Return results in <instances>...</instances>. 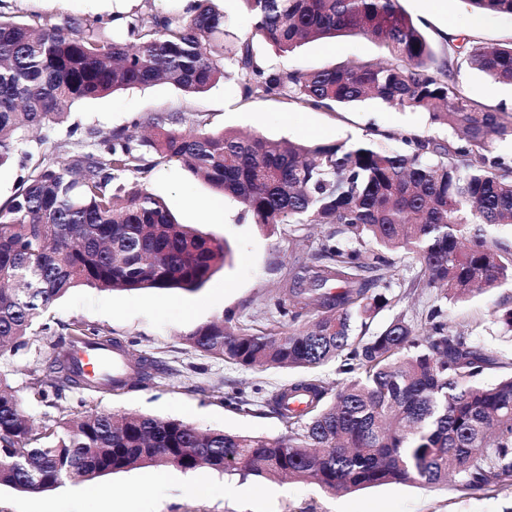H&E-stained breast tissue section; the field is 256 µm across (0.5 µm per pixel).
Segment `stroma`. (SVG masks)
<instances>
[{
	"label": "stroma",
	"mask_w": 512,
	"mask_h": 512,
	"mask_svg": "<svg viewBox=\"0 0 512 512\" xmlns=\"http://www.w3.org/2000/svg\"><path fill=\"white\" fill-rule=\"evenodd\" d=\"M403 9L423 21L437 61L451 53L450 39L468 37L494 45L512 41V15L478 14L467 0H401ZM141 9L161 15L171 0H6L5 13L27 22L34 15L110 18L113 12ZM254 48L268 64L310 71L358 60H383L386 51L360 36L308 42L280 53L262 42ZM457 80L472 99L501 108L512 119V86L493 83L479 71L461 68ZM157 111H181L183 129H192L191 115L201 111L214 132L234 130L308 145L355 142L372 138L386 150L402 151L408 135L455 140V133L433 125L426 114L400 111L375 100L337 109H301L282 98L248 99L236 79L218 82L195 98L185 97L167 83L119 91L97 99L75 102L64 121L42 130L26 145L33 155L69 160L75 142L95 131L105 135ZM146 169L123 173L113 187L143 186L162 198L180 223L226 241L231 254L198 292H104L80 286L51 305L41 316L44 332L30 336L25 347L0 355V378L16 391L35 423L66 421L77 412L93 411L117 417L142 414L177 419L202 431H226L278 438L288 432L287 422L270 413L264 402L271 394L299 377L280 367L246 369L192 348L187 333L200 325L232 317L250 334L281 332L268 297L288 279L293 265L310 258L320 242L334 232L331 224H280L266 227L242 216L235 199L217 192L187 169L148 150ZM385 279L396 300L373 320L380 330L402 315L419 324L422 314L442 306L454 329L495 356L512 362V336L493 322L496 310L512 307V282L464 302L437 303L434 289L424 284L420 265L402 252L389 253ZM80 323L101 330L125 345L133 357L156 365L152 381L134 388L64 391L54 404L40 402L37 389H50L52 378L33 379L32 369L53 358L56 343L67 327ZM242 392L246 406L226 404L224 395ZM131 494L142 495L149 512H501L512 493L466 495L454 485L392 483L335 493L317 484L294 479L247 478L208 469L183 471L176 467H142L86 482H66L48 492L24 493L0 486V512H103L107 503Z\"/></svg>",
	"instance_id": "stroma-1"
}]
</instances>
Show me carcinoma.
<instances>
[{
  "label": "carcinoma",
  "instance_id": "carcinoma-1",
  "mask_svg": "<svg viewBox=\"0 0 512 512\" xmlns=\"http://www.w3.org/2000/svg\"><path fill=\"white\" fill-rule=\"evenodd\" d=\"M252 37L225 41V14L214 0H188L150 19L133 12L100 17L39 15L22 23L0 12V165L35 129L62 121L74 102L164 80L186 96L224 79L235 66L245 98L287 96L303 109L336 111L366 98L460 132L448 143L413 136L409 150L370 138L306 146L260 135L174 128L176 114L143 125L155 140L125 129L103 136L70 162L42 157L0 205V349L27 344L34 323L81 285L101 291L198 292L223 265L227 244L179 223L137 186L112 192L115 174L147 166L155 149L238 200L253 223L337 224L314 261L295 265L272 298L288 331L247 334L226 317L185 336L197 351L244 368L288 367L303 375L267 400L288 420L279 438L203 433L176 419L84 412L39 426L0 381V485L45 492L77 475L93 480L144 466L210 469L315 483L351 491L387 483L446 484L470 493L512 487V374L485 385L498 359L427 314L426 334L403 317L372 336H355L391 305L379 274L388 251L420 264L436 299L460 300L512 280V164L491 158L495 138H512V121L467 97L453 70L465 64L512 84V42L474 45L436 63L419 24L400 0H241ZM477 13L512 14V0H468ZM115 25H110V22ZM112 28V35L106 34ZM362 35L387 51L385 62L358 61L309 72L274 69L255 53L257 37L281 53L304 41ZM118 342L76 326L49 369L53 393L90 386L68 351L79 343ZM338 360L348 378L330 391L307 372ZM137 378L151 380L136 361Z\"/></svg>",
  "mask_w": 512,
  "mask_h": 512
}]
</instances>
